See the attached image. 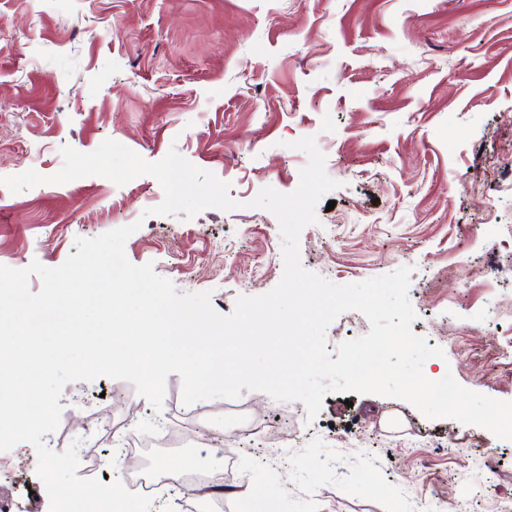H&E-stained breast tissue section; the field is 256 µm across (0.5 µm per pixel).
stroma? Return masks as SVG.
<instances>
[{
    "instance_id": "obj_1",
    "label": "stroma",
    "mask_w": 512,
    "mask_h": 512,
    "mask_svg": "<svg viewBox=\"0 0 512 512\" xmlns=\"http://www.w3.org/2000/svg\"><path fill=\"white\" fill-rule=\"evenodd\" d=\"M306 136L340 186L300 235L303 266L338 285L412 267V330L444 352L425 376L512 401V0H0V178H48L62 147L111 138L150 161L177 149L240 203L180 220L151 214L149 175L0 185V265L56 267L135 222L131 263L230 314L283 275L278 221L248 202L297 188L307 157L289 144ZM59 403L52 451L77 439L130 471L188 461L251 482L264 512H512V441L396 398L332 392L312 419L252 391L187 406L173 373L158 407L107 377ZM162 420L180 446L129 455L102 430ZM37 464L27 442L0 452L15 512H49ZM163 486L149 512L241 509Z\"/></svg>"
}]
</instances>
